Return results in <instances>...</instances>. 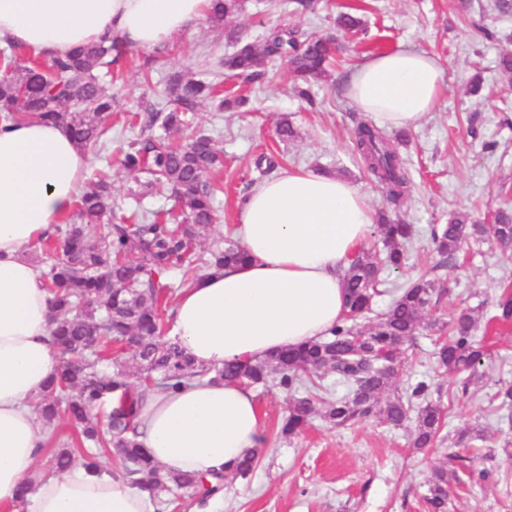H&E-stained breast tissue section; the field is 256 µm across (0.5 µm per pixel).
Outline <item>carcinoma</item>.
Masks as SVG:
<instances>
[{"instance_id":"1","label":"carcinoma","mask_w":512,"mask_h":512,"mask_svg":"<svg viewBox=\"0 0 512 512\" xmlns=\"http://www.w3.org/2000/svg\"><path fill=\"white\" fill-rule=\"evenodd\" d=\"M241 9V0H212L209 19L219 25ZM9 50L0 68V123L28 118L53 121L69 130L82 150L99 143L112 121V94L104 78L125 61L128 47L117 41L78 47L49 66L31 56L23 68L12 67V59L21 51L12 46ZM331 51L332 43L325 38L300 41L281 32L261 47L246 44L217 59L215 68L255 76L268 63L285 58L293 74L306 81L328 75ZM46 66L48 74L43 71ZM207 100L220 112L245 103L243 98L221 96L212 83L180 72L171 74L164 103L135 113L133 124L140 133L121 154L126 171L146 175L132 195L171 198L172 208L114 223L112 184L101 179L42 241L37 259L46 267V286L52 295L60 369L42 395L38 412L49 427L65 417L78 435L73 446L54 449L50 468L65 471L78 465L91 470L108 453L119 460L134 485L154 500L174 488L210 495L214 489L203 487L197 477L164 472L146 456L138 441L137 421L145 392L178 389L205 376L244 385L277 378L293 394L282 425L288 435L304 431L315 416L337 427L377 417L394 427L412 422L415 448L434 445L444 414L440 403L429 399L427 382H418L405 396L389 393L403 370L402 356L412 336L423 324L431 329L438 326L436 320L425 322L438 292L436 282L419 281L402 289L384 313L361 323L380 294L381 275L405 265L406 245L412 239L409 224L380 219L383 249H359L345 277L346 313L320 340L255 362L204 369L176 337L166 333L161 312L174 294L169 280L173 271L181 272L180 284L185 286L201 266L222 269L226 263L244 259L237 244L224 239L196 251L217 220L216 188L211 180L220 164L215 141L201 130L181 144L169 141L171 132L189 127L188 113ZM353 150L390 201L399 203L407 192L408 178L396 147L376 127L362 123L355 131ZM486 233L485 225L472 224L465 215L432 228L440 266L456 264L461 243L478 241ZM492 236L502 245L512 244L511 211L501 209L495 214ZM497 309L493 320L509 326L512 297L503 296ZM474 324L473 315L466 311L449 323L448 337L435 352L438 367L454 374L480 363L482 351L473 341ZM114 343L128 346L138 366L140 386L130 382L124 366H110ZM325 375L336 377L347 393L334 400L321 394L319 380ZM116 394L120 404L110 409L103 430L95 410L112 402ZM452 480L459 476L448 469V462L432 470L429 503L438 512L448 499Z\"/></svg>"}]
</instances>
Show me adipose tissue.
<instances>
[{
    "instance_id": "adipose-tissue-1",
    "label": "adipose tissue",
    "mask_w": 512,
    "mask_h": 512,
    "mask_svg": "<svg viewBox=\"0 0 512 512\" xmlns=\"http://www.w3.org/2000/svg\"><path fill=\"white\" fill-rule=\"evenodd\" d=\"M210 0H0V43L45 62L114 39L152 49L194 28ZM437 61L401 48L372 56L345 91L383 126L416 125L437 103ZM89 159L61 125H0V512H149L147 493L108 465L37 470L46 429L32 406L58 370L51 299L30 252L75 207ZM367 196L333 175L286 169L243 198L232 236L245 262L210 270L180 293L173 329L195 363L256 361L328 334L344 314V276L371 234ZM138 421L151 459L199 476L225 470L267 442L252 390L202 380L146 394ZM32 485L27 497L22 486Z\"/></svg>"
}]
</instances>
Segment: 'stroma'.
Returning <instances> with one entry per match:
<instances>
[{
    "instance_id": "1",
    "label": "stroma",
    "mask_w": 512,
    "mask_h": 512,
    "mask_svg": "<svg viewBox=\"0 0 512 512\" xmlns=\"http://www.w3.org/2000/svg\"><path fill=\"white\" fill-rule=\"evenodd\" d=\"M243 3L223 27L204 21L160 47L131 48L115 73L108 90L121 107L112 114L104 142L89 149L88 169L109 170L116 216L171 205L165 198L136 200L129 193L136 177L119 159L135 134L131 113L159 100L172 72L217 79L225 95L248 96L249 104L224 112L202 104L195 113L196 127L211 134L224 155V166L215 174L223 191L210 238L230 237L240 199L261 180L260 157L273 159L279 171L305 167L344 177L367 195L373 213L414 227L407 264L387 277L374 300L375 312L387 309L414 280H434L442 290L435 316L448 322L460 311L473 313L474 336L485 356L475 370L449 374L436 367L437 334L423 328L413 337L397 391L427 382L431 395L442 400L446 422L443 443L422 452L411 448L408 428L373 418L336 428L316 417L302 434L283 436L289 393L274 380L256 387L267 444L247 478L225 479L219 512H432L430 471L457 453L468 458L469 467L451 485L448 512H512V456L503 450L512 442V422L502 419L492 400L501 385L512 384V328L490 321L500 295L512 293V247L467 242L456 267L445 269L431 238L432 227L447 223L453 213L485 223L498 209L512 210V77L498 67L500 56L512 52V10L501 11L498 0H306L302 7L295 0ZM342 12L360 18L363 29L339 35L335 64L328 79L310 83V99L299 96L281 61L251 80L216 77L206 66L237 49L220 29H236L243 42L259 45L275 30L303 37L332 32ZM399 48L435 58L443 86L434 109L417 126L382 130L396 141L410 178L409 193L396 206L353 151L355 128L371 117L350 102L344 80L361 61ZM284 119L293 125L294 139H279L276 128ZM476 423L484 427L485 440L457 449L456 433ZM474 471L487 472V480L470 481Z\"/></svg>"
}]
</instances>
